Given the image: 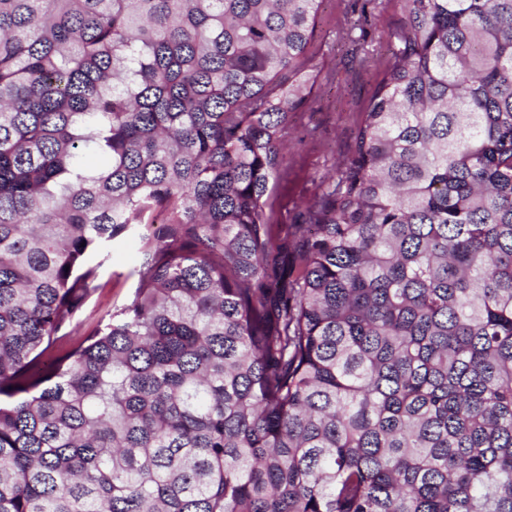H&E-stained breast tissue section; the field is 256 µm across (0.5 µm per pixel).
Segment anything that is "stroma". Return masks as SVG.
Returning a JSON list of instances; mask_svg holds the SVG:
<instances>
[{"label": "stroma", "instance_id": "obj_1", "mask_svg": "<svg viewBox=\"0 0 512 512\" xmlns=\"http://www.w3.org/2000/svg\"><path fill=\"white\" fill-rule=\"evenodd\" d=\"M352 0H325L316 29L324 61L335 66L336 81L317 82L308 102L290 116L291 139L283 152L288 183L278 191L276 210L291 223L299 206L320 193L323 181L353 149L357 122L368 104L376 77L362 69L352 43L339 37L336 22L349 13ZM139 264L137 243L114 241L98 271V288L75 317L76 331L66 346L92 335L113 311L132 296Z\"/></svg>", "mask_w": 512, "mask_h": 512}]
</instances>
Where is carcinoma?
I'll list each match as a JSON object with an SVG mask.
<instances>
[{
	"mask_svg": "<svg viewBox=\"0 0 512 512\" xmlns=\"http://www.w3.org/2000/svg\"><path fill=\"white\" fill-rule=\"evenodd\" d=\"M323 2L0 0V512H512V0H400L285 231ZM139 264V245L121 239L108 249V256L98 271L99 288L77 312L74 322L76 331L66 339L63 349L78 344L84 337L92 335L106 321L109 314L120 308L131 297L137 278L133 274Z\"/></svg>",
	"mask_w": 512,
	"mask_h": 512,
	"instance_id": "obj_1",
	"label": "carcinoma"
}]
</instances>
